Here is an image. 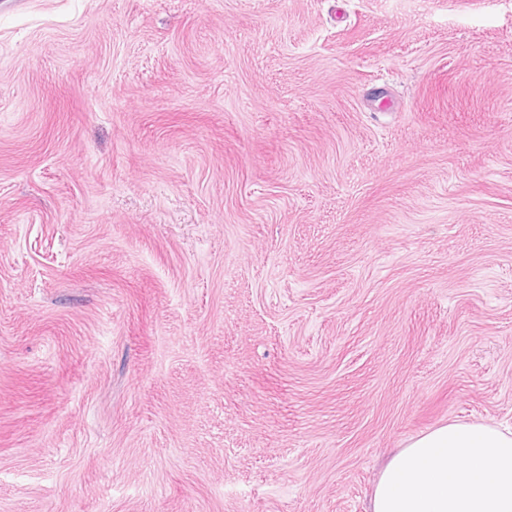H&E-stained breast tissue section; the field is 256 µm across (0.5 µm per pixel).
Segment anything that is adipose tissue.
<instances>
[{"label": "adipose tissue", "mask_w": 512, "mask_h": 512, "mask_svg": "<svg viewBox=\"0 0 512 512\" xmlns=\"http://www.w3.org/2000/svg\"><path fill=\"white\" fill-rule=\"evenodd\" d=\"M369 512H512V431L452 421L391 456Z\"/></svg>", "instance_id": "adipose-tissue-1"}]
</instances>
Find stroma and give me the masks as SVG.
Masks as SVG:
<instances>
[{
  "instance_id": "stroma-1",
  "label": "stroma",
  "mask_w": 512,
  "mask_h": 512,
  "mask_svg": "<svg viewBox=\"0 0 512 512\" xmlns=\"http://www.w3.org/2000/svg\"><path fill=\"white\" fill-rule=\"evenodd\" d=\"M512 427V0H0V512H366Z\"/></svg>"
}]
</instances>
